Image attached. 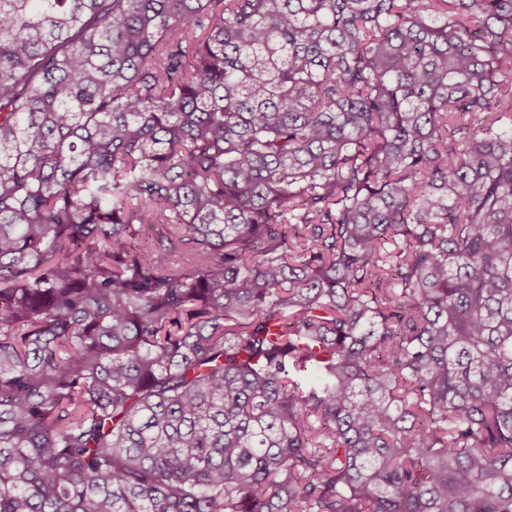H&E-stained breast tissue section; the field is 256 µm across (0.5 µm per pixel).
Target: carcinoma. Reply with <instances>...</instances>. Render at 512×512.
<instances>
[{
  "mask_svg": "<svg viewBox=\"0 0 512 512\" xmlns=\"http://www.w3.org/2000/svg\"><path fill=\"white\" fill-rule=\"evenodd\" d=\"M0 512H512V0H0Z\"/></svg>",
  "mask_w": 512,
  "mask_h": 512,
  "instance_id": "1",
  "label": "carcinoma"
}]
</instances>
